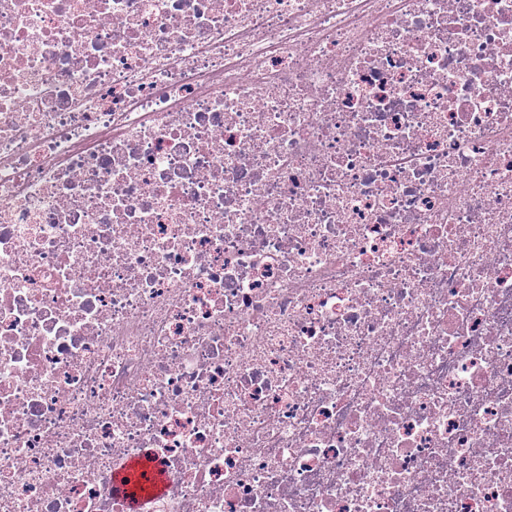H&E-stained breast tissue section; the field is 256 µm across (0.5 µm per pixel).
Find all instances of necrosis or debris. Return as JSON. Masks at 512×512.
Here are the masks:
<instances>
[{
	"mask_svg": "<svg viewBox=\"0 0 512 512\" xmlns=\"http://www.w3.org/2000/svg\"><path fill=\"white\" fill-rule=\"evenodd\" d=\"M512 512V0H0V512Z\"/></svg>",
	"mask_w": 512,
	"mask_h": 512,
	"instance_id": "obj_1",
	"label": "necrosis or debris"
}]
</instances>
